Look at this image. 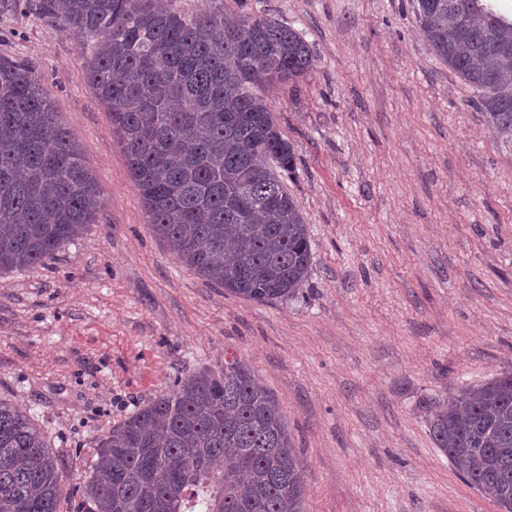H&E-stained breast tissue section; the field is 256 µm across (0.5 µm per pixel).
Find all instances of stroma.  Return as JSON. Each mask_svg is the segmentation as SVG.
I'll list each match as a JSON object with an SVG mask.
<instances>
[{
  "label": "stroma",
  "instance_id": "obj_1",
  "mask_svg": "<svg viewBox=\"0 0 512 512\" xmlns=\"http://www.w3.org/2000/svg\"><path fill=\"white\" fill-rule=\"evenodd\" d=\"M268 17L315 55L263 94L309 226L295 297L256 302L184 267L153 233L76 32L0 15L103 201L45 264L0 274V399L43 431L75 512L98 445L175 379L238 359L271 390L305 464L304 512H500L436 447L430 408L512 371V141L420 35L415 0H163Z\"/></svg>",
  "mask_w": 512,
  "mask_h": 512
}]
</instances>
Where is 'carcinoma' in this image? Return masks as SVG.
I'll return each mask as SVG.
<instances>
[{"mask_svg":"<svg viewBox=\"0 0 512 512\" xmlns=\"http://www.w3.org/2000/svg\"><path fill=\"white\" fill-rule=\"evenodd\" d=\"M433 52L512 139V20L494 0H416ZM91 47L87 79L112 114L155 235L237 297L295 296L310 235L283 184L295 170L257 89L314 67L309 44L270 18L188 15L140 0H39ZM103 204L79 145L27 67L0 57V272L41 265ZM436 447L470 487L512 512V371L459 390L430 417ZM46 437L0 399V512H58ZM304 464L275 395L240 361L177 379L99 443L79 512H304Z\"/></svg>","mask_w":512,"mask_h":512,"instance_id":"carcinoma-1","label":"carcinoma"}]
</instances>
